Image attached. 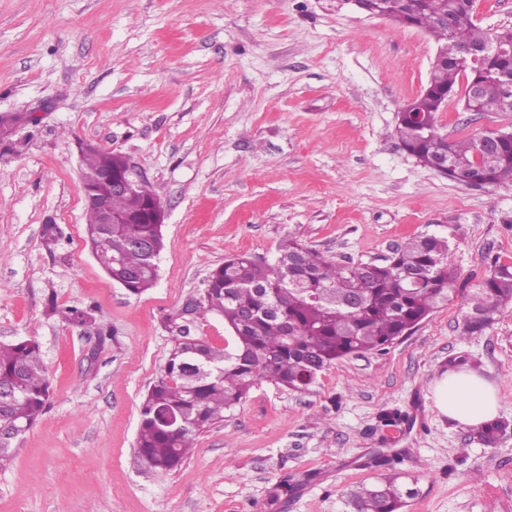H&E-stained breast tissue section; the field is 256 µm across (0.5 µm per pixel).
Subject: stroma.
I'll return each instance as SVG.
<instances>
[{
    "label": "stroma",
    "instance_id": "stroma-1",
    "mask_svg": "<svg viewBox=\"0 0 512 512\" xmlns=\"http://www.w3.org/2000/svg\"><path fill=\"white\" fill-rule=\"evenodd\" d=\"M435 54L423 30L350 0H0V343L36 339L53 391L0 468V512H354L350 492L393 454L414 490L402 512H512V307L462 333L468 293L512 262V183L465 186L403 150L396 115ZM438 120L451 141L508 123L457 98ZM90 148L124 155L164 207L143 295L87 242ZM47 224L62 231L50 247ZM415 235L448 239L457 279L410 335L336 361L308 392L258 383L177 471L137 465L169 320L212 268L273 261L288 238L379 263ZM51 298L93 307L111 339L49 316ZM462 358L497 391L495 444L434 404Z\"/></svg>",
    "mask_w": 512,
    "mask_h": 512
}]
</instances>
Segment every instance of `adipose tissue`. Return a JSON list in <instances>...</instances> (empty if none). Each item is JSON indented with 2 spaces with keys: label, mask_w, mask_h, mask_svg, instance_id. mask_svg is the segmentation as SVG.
<instances>
[{
  "label": "adipose tissue",
  "mask_w": 512,
  "mask_h": 512,
  "mask_svg": "<svg viewBox=\"0 0 512 512\" xmlns=\"http://www.w3.org/2000/svg\"><path fill=\"white\" fill-rule=\"evenodd\" d=\"M434 403L441 413L464 426L477 427L494 418V387L469 371L446 374L434 387Z\"/></svg>",
  "instance_id": "1"
}]
</instances>
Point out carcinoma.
I'll return each mask as SVG.
<instances>
[{
    "mask_svg": "<svg viewBox=\"0 0 512 512\" xmlns=\"http://www.w3.org/2000/svg\"><path fill=\"white\" fill-rule=\"evenodd\" d=\"M472 0H380L381 14L402 25L426 30L440 49L429 78L434 93L419 95L412 112L398 117L397 135L423 166L450 168L464 185L512 182V129L501 128L451 143L439 133L435 94L457 97L465 79L463 106L471 98V69L482 84V112L512 113V27L487 32L474 20ZM500 44L506 51L463 66L469 48ZM124 157L92 150L84 156L82 184L108 192L104 172L117 170ZM151 191L112 199L118 212H134ZM92 253L112 281L141 295L157 281V259L166 248L160 224H101L97 211L86 212ZM448 240L415 236L394 248L383 263L339 262L290 238L272 264L248 255L224 259L208 275L201 299L186 312L224 319L230 341L215 347L185 335L175 324L173 348L143 400L135 441L137 461L161 472L178 470L195 447L197 436L224 420L260 381L298 392L311 390L336 360L382 351L408 335L439 305L457 273L448 263ZM512 304V264L497 263L470 295L462 334L483 331L501 308ZM46 312L68 323L112 335L92 307H61L48 300ZM20 378L14 399L0 415V426L16 433L0 439V467L10 461L16 442L49 405L50 381L40 346L22 338L0 344V384ZM507 424L490 420L477 428L485 443L494 442ZM414 490L398 478L364 485L351 495L356 512H399Z\"/></svg>",
    "mask_w": 512,
    "mask_h": 512,
    "instance_id": "obj_1",
    "label": "carcinoma"
}]
</instances>
